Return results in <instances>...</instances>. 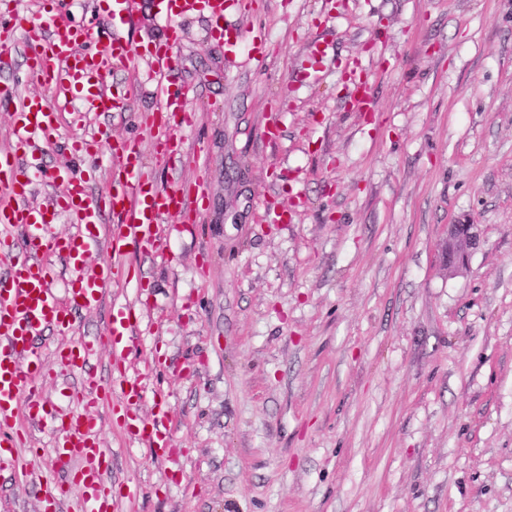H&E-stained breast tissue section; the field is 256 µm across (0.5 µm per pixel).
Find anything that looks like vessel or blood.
<instances>
[{
	"instance_id": "b4317fda",
	"label": "vessel or blood",
	"mask_w": 512,
	"mask_h": 512,
	"mask_svg": "<svg viewBox=\"0 0 512 512\" xmlns=\"http://www.w3.org/2000/svg\"><path fill=\"white\" fill-rule=\"evenodd\" d=\"M240 4L241 0H151L169 30L179 28L184 19L204 15L219 36L224 33L226 12ZM139 5V0H112L101 21L108 40L98 51L76 52L84 30L58 13L20 14L13 25H0V70L10 68L13 47L23 44L31 81L58 87L64 94L59 104L33 96L20 100L14 87L0 88V102L13 107V140L0 150V468L16 469L21 479H31V472L18 465V450L30 445V427L54 415L51 460L60 478L42 496L39 512H62L67 501L75 503L77 512H121L122 499L114 498L107 486L109 456L92 414L103 402H110L112 415L131 440L159 459L174 454L166 444L171 415L165 395L155 394L151 417L139 412L142 382L153 376L154 369L147 365L133 374L127 369L128 356L138 349L143 335L130 306L113 313L96 342L78 335L74 315L101 305L121 273L118 260L129 247L165 257L168 238L163 219L199 215L204 193L176 178L158 186L145 171L140 149L128 141L114 148V176L106 192L97 197L89 191L88 172L62 167L48 175L39 165L41 155L53 147L61 122L84 126L91 115L122 110L138 95V83L110 85L106 77L111 69L129 66L139 58L145 62V77L159 102V116L149 121L159 147L157 157L172 170L182 165L180 134L193 123L192 90L181 79L173 44L138 55L128 30ZM345 79L351 106L369 111L368 74L350 67ZM65 103L71 106L66 115L61 112ZM46 176L57 189L54 198L42 206L29 205L35 181ZM63 216L73 230L60 236L53 228ZM102 243L110 250L112 262L91 263L93 251ZM60 260L73 274L62 294L53 288ZM50 327L62 339L47 353L38 339ZM104 345L112 353L107 379L95 370ZM51 360L60 372L79 377L66 395L69 407L63 411L44 395Z\"/></svg>"
}]
</instances>
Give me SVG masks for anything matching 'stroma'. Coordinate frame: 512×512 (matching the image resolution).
<instances>
[{"label":"stroma","instance_id":"35a3bbf8","mask_svg":"<svg viewBox=\"0 0 512 512\" xmlns=\"http://www.w3.org/2000/svg\"><path fill=\"white\" fill-rule=\"evenodd\" d=\"M234 50L205 19L181 27L192 88L185 162L160 164L145 93L93 118L136 142L158 185L202 184L197 225L165 223L170 249L130 251L102 306L145 304L133 365L167 362L177 455L154 459L100 405L113 495L130 512H512V0H249ZM263 31V61L248 49ZM322 71L288 88L306 43ZM371 76L347 104L341 63ZM283 109L282 138L261 139ZM204 155L200 172L196 155ZM300 199L288 224L265 206ZM479 237L448 275L449 225ZM0 470V512H37L46 484Z\"/></svg>","mask_w":512,"mask_h":512}]
</instances>
